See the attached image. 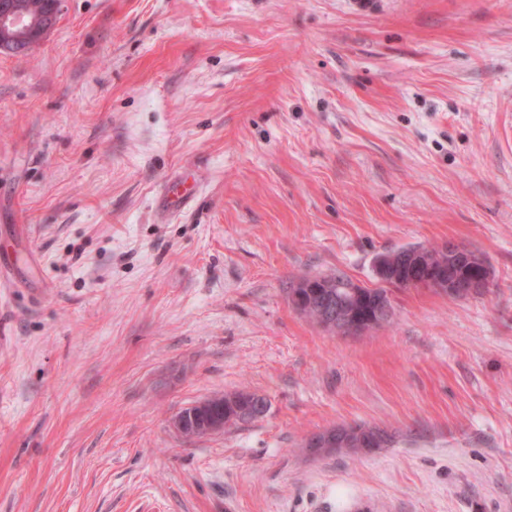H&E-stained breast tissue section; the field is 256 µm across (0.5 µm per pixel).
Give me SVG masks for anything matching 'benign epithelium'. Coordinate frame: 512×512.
Segmentation results:
<instances>
[{
    "label": "benign epithelium",
    "instance_id": "benign-epithelium-1",
    "mask_svg": "<svg viewBox=\"0 0 512 512\" xmlns=\"http://www.w3.org/2000/svg\"><path fill=\"white\" fill-rule=\"evenodd\" d=\"M62 0H50V10L40 20L17 9L8 0H0V29L49 32L60 14ZM377 276L391 287L432 288L451 297L468 298L482 292L489 283L486 263L474 258L467 247L445 242L432 250L426 246L401 252L387 262L377 265ZM301 290L292 295V304L299 312H314L319 326L332 333L343 331L361 334L369 327L391 316V308L378 305L375 315L369 316L345 306L332 292L328 280H302ZM231 407L245 418L264 416L259 397L248 393L204 398L184 408L172 420V427L181 435L202 437L224 430V406ZM304 448H347L349 440L327 429L308 435Z\"/></svg>",
    "mask_w": 512,
    "mask_h": 512
}]
</instances>
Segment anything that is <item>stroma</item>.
Segmentation results:
<instances>
[{"instance_id":"obj_1","label":"stroma","mask_w":512,"mask_h":512,"mask_svg":"<svg viewBox=\"0 0 512 512\" xmlns=\"http://www.w3.org/2000/svg\"><path fill=\"white\" fill-rule=\"evenodd\" d=\"M355 2L63 0L0 52V512H512V0ZM448 240L482 295L289 302ZM341 424L393 440L302 449ZM1 40L7 42L10 51L0 50L1 53H12L14 55H24L33 45L39 41L38 34L32 31L28 32H9L1 34ZM323 277L336 281V288H333L330 280H301L299 288H303L304 292L297 290L292 295L291 301L299 312L316 313L318 325L326 331L332 333L346 331L352 334H361L367 331L370 326L382 323L391 316V308L387 304H378L374 315L371 302L364 299L358 301L357 307L369 310L374 317L363 314L353 307L348 308L337 297H334L333 292L336 294V290L343 291L348 284L352 283L351 279L341 272ZM314 313L307 314L308 318L317 321ZM224 394V397L204 398L191 406L181 410L172 420V427L181 435L188 434L191 437H202L218 432H222L226 427H233L243 423H249L255 420H244L239 422L233 419L234 411L241 414L244 418H261L266 413H262V403L259 396L243 393L230 395ZM232 409L225 411L227 422L224 425V404ZM351 446L346 435H337L330 429L319 431L308 435L302 442L303 448H318V453H345L348 455L373 454L378 451L377 440L371 437L363 439L360 444V438L356 434L349 435ZM360 446V448H359ZM331 448V449H328ZM333 448V449H332Z\"/></svg>"}]
</instances>
